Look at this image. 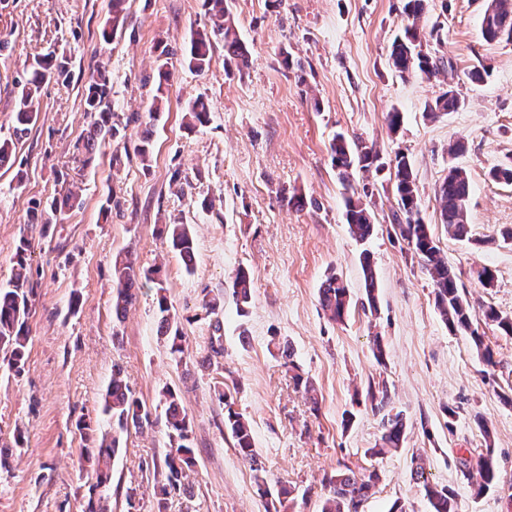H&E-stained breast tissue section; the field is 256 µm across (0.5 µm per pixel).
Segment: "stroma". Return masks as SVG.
Returning <instances> with one entry per match:
<instances>
[{"instance_id":"obj_1","label":"stroma","mask_w":512,"mask_h":512,"mask_svg":"<svg viewBox=\"0 0 512 512\" xmlns=\"http://www.w3.org/2000/svg\"><path fill=\"white\" fill-rule=\"evenodd\" d=\"M486 0H429L419 26L425 49L445 66L430 79H401L391 45L408 20L402 0H228L249 50L246 67L225 65L216 41L211 65L188 69L171 58L168 101L152 122L148 160L134 155L155 96L163 47L188 45L208 23L203 0H126L122 31L106 41L110 0H0V139H15V161L0 168V288L7 287L21 235L31 237L30 341L21 373L0 370V446L22 447L0 471V512H83L90 484L79 470L78 420L110 430L102 396L120 366L134 396L159 423L120 438L111 479L99 493L111 512H155L170 450L161 399L173 389L191 419L195 465L166 512H266L254 473L224 431L215 389L234 382L233 408L248 421L269 485L290 489L287 512H320L324 474L377 471L363 512H429L412 475L423 458L431 483L452 490L458 512H512V335L484 317L512 318V184L491 168L512 165V42L481 35ZM68 58L70 79L43 86L37 122L14 136L18 80L34 58ZM487 67L483 82L468 78ZM105 70L109 102L124 139L106 141L92 162L82 152L90 118L84 86ZM464 103L429 120L426 103L448 86ZM203 98L207 124L188 127L186 107ZM403 122L390 130L387 116ZM375 146L383 161L404 153L416 175L419 210L471 307L472 333L449 331L435 306L430 274L395 233L392 169L354 172L373 183L375 224L364 241L344 218V188L331 163L336 134ZM464 142L459 155L450 145ZM466 170L467 239L440 221L438 189L449 167ZM82 189L81 208L50 211L65 182ZM302 194L305 208L288 205ZM44 223L28 225L33 205ZM188 225L195 247L185 267L160 228ZM130 251L144 269L161 266L171 319L184 336L174 358L159 335L153 285L123 320L112 312V258ZM369 252L377 307L364 308L361 252ZM255 287L247 315L231 296L238 268ZM494 275L492 287L477 278ZM336 274L352 307L346 319L322 313L319 287ZM224 298L223 353L205 365L212 334L204 295ZM386 349L377 364L373 336ZM482 346H475L474 336ZM288 340L318 387V406L296 389L275 354ZM488 347L493 364L480 352ZM387 387L406 418L400 451L368 456L380 418L369 387ZM492 447L498 480L482 494L456 466L460 449Z\"/></svg>"}]
</instances>
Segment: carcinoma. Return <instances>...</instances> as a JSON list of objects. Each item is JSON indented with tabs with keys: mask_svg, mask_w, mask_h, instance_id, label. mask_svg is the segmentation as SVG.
I'll list each match as a JSON object with an SVG mask.
<instances>
[{
	"mask_svg": "<svg viewBox=\"0 0 512 512\" xmlns=\"http://www.w3.org/2000/svg\"><path fill=\"white\" fill-rule=\"evenodd\" d=\"M124 0H112V16L107 21V27L102 31V38L112 39L117 31L123 28ZM497 5L501 13L488 16L483 13L481 33L485 41L492 43L502 39L512 40V0H487V5ZM211 33H197L192 36L190 44L182 53L188 68L202 72L211 63V35L224 37L225 59L235 61L236 65L248 63L249 52L245 44L237 37L229 19V9L224 6V0H204ZM427 8V0H404L403 13L411 19L404 28L402 35L396 37L391 46L390 63L393 70L402 79L409 77H430L441 69V62L423 50L422 34L417 26L418 20ZM69 70L67 62L51 55L35 59L25 72L21 81L17 110L14 115V135L16 139L25 136L29 127L37 118L35 101L41 88L60 78H67ZM157 87L154 106L149 112V119H154L160 112V105L165 100V91L170 81V71L167 63L163 62L157 70ZM108 79L99 72L90 77L84 89L85 112L91 117L90 128L83 143L87 158H92L99 146L108 139L119 134V127L114 121V113L107 100ZM463 104L457 89L450 85L425 108L431 116L441 112L458 111ZM187 112L193 123L204 125L208 122L209 114L205 103L197 99L187 105ZM331 161L338 170L339 178L344 187L345 220L351 234L360 241L366 240L373 231V217L363 203V199L372 196L368 185L358 189L353 186L351 176L353 171L361 169L380 171L384 163L380 162L379 153L368 146H352L343 134L334 137L331 144ZM393 193L397 208L392 213L394 229L407 241L412 252L423 262L434 285L435 304L439 314L451 332L470 333L476 346L482 345L481 337L471 329V313L468 300L459 291L456 275L448 267V262L433 238L428 225L419 217L418 191L416 176L406 156L396 154L394 158ZM470 194V182L466 172L459 167L448 169L438 191L441 222L447 225L448 234L462 240L469 234L467 222V200ZM167 234L171 248L176 252L186 269H191L194 260V242L190 230L185 224H170ZM31 242L22 236L16 249L14 273L10 287L0 288V351L3 360L0 365L4 369L18 373L25 363L29 330L27 317L30 311L31 295L29 263ZM360 265L364 276V290L371 309L377 307L375 295V276L371 256L364 252L360 255ZM160 269L149 272L142 271L128 256H116L113 262V295L112 309L116 319L124 317L129 306L136 298L137 290L143 287V282H153L157 285V302L160 312L164 313L160 323V332L166 336L170 345V353L179 356L184 353V336L178 325L165 315L169 311L165 287L159 278ZM232 297L239 313H247L253 299V281L249 272L240 268L235 274L231 285ZM319 304L324 314L331 321L344 319L350 307L349 289L336 275L326 277L319 288ZM277 355L293 372L296 385L304 388L305 394L313 405H318L315 389L309 379L298 373L294 362V349L290 343H275ZM219 400L224 403V430L230 435L233 447L249 462L255 472V480L261 495L269 500L267 512H282L286 509L285 502L289 491L276 489L268 485L260 475L263 467L257 459V451L250 425L232 406V395L227 390L218 392ZM367 398L371 411L380 416V443L366 450L370 456L385 455L397 452L402 448L406 438V421L403 414H395L388 410L391 403L390 393L383 386L378 390L368 389ZM165 399V434L169 439L171 450L166 454L164 466L166 483L160 490V498L156 503L157 512H165L166 496L172 491L183 487L185 469L194 464L193 450L190 443L192 426L191 419L182 405L177 394L168 389ZM103 413L112 420L114 434L104 433L98 437L89 438V444L82 448L81 456L93 463L91 491L106 485L109 479L110 463L119 450L117 435L134 429L140 431L154 425L151 411L145 404L133 397L130 388L124 382L122 370L112 368V379L103 397ZM470 449L466 448L456 457V465L468 477L478 476L477 493L491 485L497 479V465L493 449L488 447L485 454L479 456L477 473H472V458L468 456ZM414 476L423 484L430 505V512H457L456 496L453 491L442 487L432 486L425 476L424 467L416 465ZM376 472H360L347 466L322 479L325 496L321 512H361L364 502L371 496L376 485Z\"/></svg>",
	"mask_w": 512,
	"mask_h": 512,
	"instance_id": "cac0c4a2",
	"label": "carcinoma"
}]
</instances>
